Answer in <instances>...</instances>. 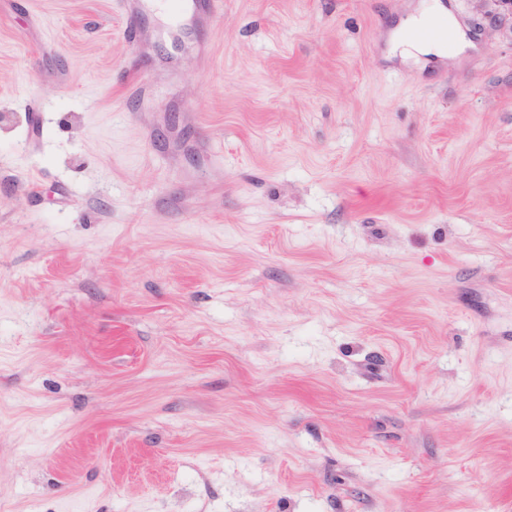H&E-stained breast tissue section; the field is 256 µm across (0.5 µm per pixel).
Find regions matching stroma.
Returning a JSON list of instances; mask_svg holds the SVG:
<instances>
[{
  "label": "stroma",
  "instance_id": "1",
  "mask_svg": "<svg viewBox=\"0 0 512 512\" xmlns=\"http://www.w3.org/2000/svg\"><path fill=\"white\" fill-rule=\"evenodd\" d=\"M421 0H0V512H512V26ZM217 8L218 0H185L177 14L176 30L192 26L201 14L214 15ZM432 3H425L416 14L412 15L405 27H400L392 36L391 41L394 43V49L400 51V55L404 59L418 60L419 56L427 54H435L442 56L445 53V45L442 42L415 41L407 37L406 30L426 26L433 20L447 19L448 30L453 34L454 38L459 35V28L453 19L449 10L446 11L444 4L440 0H429Z\"/></svg>",
  "mask_w": 512,
  "mask_h": 512
}]
</instances>
